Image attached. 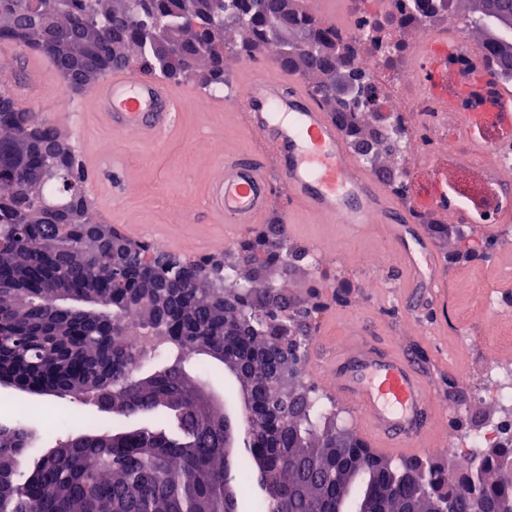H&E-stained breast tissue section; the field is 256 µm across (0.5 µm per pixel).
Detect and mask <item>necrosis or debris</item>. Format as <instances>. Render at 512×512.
Here are the masks:
<instances>
[{"mask_svg":"<svg viewBox=\"0 0 512 512\" xmlns=\"http://www.w3.org/2000/svg\"><path fill=\"white\" fill-rule=\"evenodd\" d=\"M433 32L422 0H359L351 26L340 30L339 37L360 43L361 60L366 64V75L375 86L378 99L399 120H406L411 112L427 117L429 138L418 139L413 133H406L409 152L427 155L438 166L474 168L480 166V159L462 142L449 138L450 114L436 108L419 82L420 44ZM509 430L512 424L499 421L480 427L470 435L465 449H449L452 468L466 469L481 448Z\"/></svg>","mask_w":512,"mask_h":512,"instance_id":"obj_1","label":"necrosis or debris"}]
</instances>
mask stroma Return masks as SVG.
Listing matches in <instances>:
<instances>
[{
	"instance_id": "35a3bbf8",
	"label": "stroma",
	"mask_w": 512,
	"mask_h": 512,
	"mask_svg": "<svg viewBox=\"0 0 512 512\" xmlns=\"http://www.w3.org/2000/svg\"><path fill=\"white\" fill-rule=\"evenodd\" d=\"M275 56L266 52L234 65L224 89L212 92L213 104L199 109L203 88L186 81L178 123L165 144L159 145L111 131L92 113L84 112V95L64 90L54 67H47L48 85L34 105L36 112L53 119L73 135L80 153L90 155L96 167L88 173L97 185L93 204L109 224L140 238L151 231L168 250L192 257L197 252H224L223 222L203 204V189L225 157L251 154L256 135L243 125L239 106L224 104L241 88L249 69H272ZM264 223L278 221L288 227L290 239L318 251L322 267L307 266L292 279L290 289L306 294L311 284L323 283L317 331L310 345L308 370L328 366L345 348L373 344L414 357L430 381L435 413L433 448L443 450L464 444L471 430L466 419L477 412L497 418L505 413L488 393L474 395L483 383V366L512 367V316L498 330L486 332L479 324L485 313L479 299L485 290L512 294V224L487 233L476 224L447 223V241L437 242L445 294L434 310L414 313L403 307L406 285L399 255L391 246L384 225L376 224L354 234L340 224H323L287 198L278 187ZM504 240L486 258L452 261L449 252L459 236ZM375 331L362 333L364 324ZM65 412L69 422L87 417L86 406L66 399L38 396L0 384V422H25L38 436L39 448H49L45 422L36 406Z\"/></svg>"
}]
</instances>
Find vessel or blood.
Wrapping results in <instances>:
<instances>
[{"label":"vessel or blood","mask_w":512,"mask_h":512,"mask_svg":"<svg viewBox=\"0 0 512 512\" xmlns=\"http://www.w3.org/2000/svg\"><path fill=\"white\" fill-rule=\"evenodd\" d=\"M458 43L452 32L435 33L420 55L419 78L430 95L460 113L457 129L470 150L485 155L512 144V86L497 81L490 68L473 70L469 84L450 93L448 59ZM45 69L34 62L16 95L29 102L42 91ZM242 120L258 135L259 147L246 157L225 159L205 188L212 214L234 227L259 223L273 201V185L264 176L273 156L290 200L313 216L353 232L386 225L401 265L411 279L408 307H420L427 294L441 290L444 277L433 240L415 223L384 183L355 159L332 113L326 112L296 75L257 71L244 85ZM97 115L116 133L134 132L161 143L176 126L178 93L171 85L133 71L116 70L89 96ZM416 209L452 213L455 222L495 229L512 223V174L449 169L414 194ZM330 385L355 402L374 448L391 456L417 453L429 437V380L405 353L374 355L358 346L343 352L329 368Z\"/></svg>","instance_id":"1"}]
</instances>
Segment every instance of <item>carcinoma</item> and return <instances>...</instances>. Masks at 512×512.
Returning a JSON list of instances; mask_svg holds the SVG:
<instances>
[{
	"label": "carcinoma",
	"instance_id": "carcinoma-1",
	"mask_svg": "<svg viewBox=\"0 0 512 512\" xmlns=\"http://www.w3.org/2000/svg\"><path fill=\"white\" fill-rule=\"evenodd\" d=\"M491 1L512 10V0H462L468 19L489 27ZM0 42L44 55L72 93L124 68L222 88L239 59L272 51L309 81L361 159L386 173L402 153L399 127L373 118L357 47L292 0H0ZM486 42L500 79L512 36ZM342 84L355 95L339 96ZM61 137L0 85V355L53 396L80 401L102 378L112 395L62 439L64 419L49 420L54 444L23 482L33 434L0 424V512H239L246 489L253 512H501L512 502L510 432L454 476L437 461L376 453L322 409L304 380L320 289L289 291L311 260L287 225L249 233L222 268L130 248L94 228L103 220L88 175ZM135 327L165 331L154 337L160 367L144 369ZM219 364L229 396L252 387L236 448L224 447L225 410L203 389ZM110 415L141 424L115 431Z\"/></svg>",
	"mask_w": 512,
	"mask_h": 512
}]
</instances>
